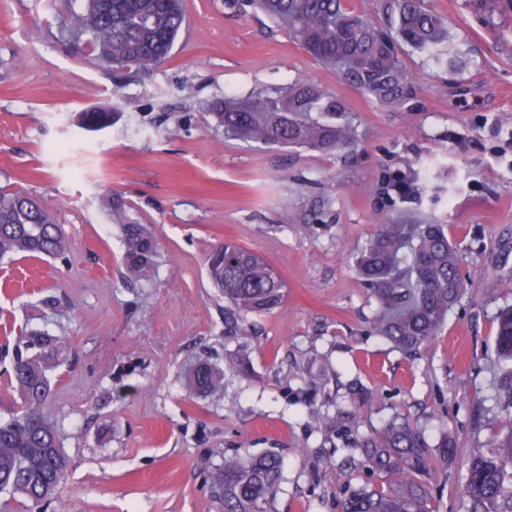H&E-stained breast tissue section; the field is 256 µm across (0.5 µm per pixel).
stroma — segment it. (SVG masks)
<instances>
[{"label":"stroma","instance_id":"obj_1","mask_svg":"<svg viewBox=\"0 0 512 512\" xmlns=\"http://www.w3.org/2000/svg\"><path fill=\"white\" fill-rule=\"evenodd\" d=\"M65 3L0 0V189L32 194L69 240L59 257L0 263V417L17 398L6 337L39 329L61 349L45 413L69 467L42 512H222L211 471L225 454L266 451L283 471L272 512H341L371 480L354 438L396 416L430 445L455 441L433 504L467 512V464L505 423L495 331L512 305V168L497 152L512 140V9L427 0L448 20L456 64L403 48L414 93L390 107L248 0H185L170 56L122 80L98 66L87 36L64 32ZM296 78L345 103L350 148L225 138L217 102ZM95 108L112 110L111 126L80 128ZM394 175L421 184V197L400 201ZM112 197L158 240L151 282L121 276ZM432 221L447 225L466 288L439 338L408 356L374 333L354 258L378 225ZM227 240L287 284L243 336L226 334L205 266ZM201 362L223 371L221 391L189 387Z\"/></svg>","mask_w":512,"mask_h":512}]
</instances>
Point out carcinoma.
<instances>
[{"label": "carcinoma", "instance_id": "1", "mask_svg": "<svg viewBox=\"0 0 512 512\" xmlns=\"http://www.w3.org/2000/svg\"><path fill=\"white\" fill-rule=\"evenodd\" d=\"M257 9L288 28L320 62L336 68L357 89L389 106L413 95L412 79L399 57L406 45L429 60L448 63V29L424 0H378L380 25L348 0H254ZM77 34H87L101 65L115 71H150L170 53L185 25L183 0H81L72 13ZM348 109L316 84L298 79L285 87L260 90L242 99L229 97L219 108L224 137L267 147H313L339 151L352 141ZM80 123L101 130L112 112L85 111ZM122 234V277L147 281L158 256L157 240L146 224L129 219L123 203L106 204ZM67 250L60 225L38 200L22 192H0V259L55 257ZM208 276L230 304L227 333L238 330L243 315L270 313L283 303L285 282L261 256L226 241L206 259ZM357 269L379 304L374 331L392 345L416 351L440 335L448 310L464 290L460 259L445 224H381L357 258ZM240 331V330H238ZM245 334V331H240ZM495 343L506 365L502 410L507 432L467 466L464 495L468 512H512V306L500 310ZM60 349L49 334L34 331L18 339L11 386L18 408L0 420V495L21 497L41 507L60 484L66 457L55 425L45 416L50 372L59 366ZM224 374L198 366L191 386L213 392ZM363 465L384 476L349 492L341 512H434L427 482L436 475L434 458L446 463L456 454L442 438L436 447L424 432L395 417L354 440ZM224 512H271L282 480L277 454L224 457L210 475Z\"/></svg>", "mask_w": 512, "mask_h": 512}]
</instances>
